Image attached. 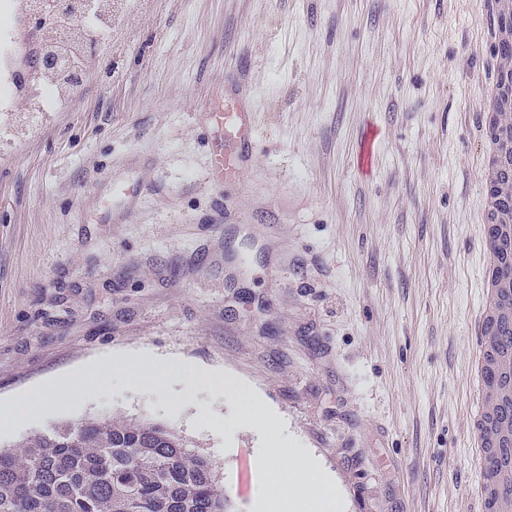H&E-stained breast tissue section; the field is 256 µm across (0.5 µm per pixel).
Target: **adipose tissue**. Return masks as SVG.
<instances>
[{
	"instance_id": "adipose-tissue-1",
	"label": "adipose tissue",
	"mask_w": 512,
	"mask_h": 512,
	"mask_svg": "<svg viewBox=\"0 0 512 512\" xmlns=\"http://www.w3.org/2000/svg\"><path fill=\"white\" fill-rule=\"evenodd\" d=\"M166 367L165 360L141 354L117 355L83 366L82 384L90 387L106 376L122 378L142 388H157ZM256 470L270 487L278 486L283 476L292 480L288 494L263 497L257 512H338L334 479L310 453L295 447L287 438L271 441L259 450Z\"/></svg>"
}]
</instances>
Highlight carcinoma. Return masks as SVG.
<instances>
[{
    "mask_svg": "<svg viewBox=\"0 0 512 512\" xmlns=\"http://www.w3.org/2000/svg\"><path fill=\"white\" fill-rule=\"evenodd\" d=\"M0 512H229L213 461L160 423L53 425L0 448Z\"/></svg>",
    "mask_w": 512,
    "mask_h": 512,
    "instance_id": "1",
    "label": "carcinoma"
}]
</instances>
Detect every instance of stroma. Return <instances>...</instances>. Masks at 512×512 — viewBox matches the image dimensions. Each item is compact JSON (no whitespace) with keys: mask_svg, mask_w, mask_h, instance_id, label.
Here are the masks:
<instances>
[{"mask_svg":"<svg viewBox=\"0 0 512 512\" xmlns=\"http://www.w3.org/2000/svg\"><path fill=\"white\" fill-rule=\"evenodd\" d=\"M494 0H112L81 86L0 114V404L61 400L0 430L122 416L219 468L231 512L268 494L282 435L345 512H486L474 422L489 244L481 124ZM239 92L259 145L208 177ZM177 356L163 390L80 364ZM275 418L228 431L242 407Z\"/></svg>","mask_w":512,"mask_h":512,"instance_id":"stroma-1","label":"stroma"}]
</instances>
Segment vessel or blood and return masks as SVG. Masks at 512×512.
<instances>
[{"instance_id": "obj_1", "label": "vessel or blood", "mask_w": 512, "mask_h": 512, "mask_svg": "<svg viewBox=\"0 0 512 512\" xmlns=\"http://www.w3.org/2000/svg\"><path fill=\"white\" fill-rule=\"evenodd\" d=\"M224 127V151L216 155L211 168V178L222 185L239 179L243 161L252 146L253 115L244 111L235 97L224 102L223 112L217 113Z\"/></svg>"}]
</instances>
